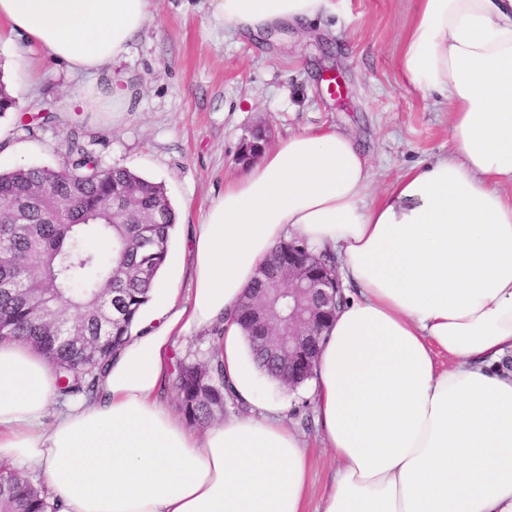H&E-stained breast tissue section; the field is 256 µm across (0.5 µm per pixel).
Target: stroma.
Listing matches in <instances>:
<instances>
[{
	"label": "stroma",
	"mask_w": 512,
	"mask_h": 512,
	"mask_svg": "<svg viewBox=\"0 0 512 512\" xmlns=\"http://www.w3.org/2000/svg\"><path fill=\"white\" fill-rule=\"evenodd\" d=\"M333 13L259 34L223 27L208 0H156L153 17L116 65L132 90L129 107L89 97L66 109L88 76L45 61L32 78L21 67L25 42L0 38V80L17 92L0 117V170L62 167L63 141L82 135L107 166L125 167L164 185L176 212L169 252L242 170L240 147L255 130L275 145L305 129L350 135L372 167V193L411 167L448 153L449 116L433 97L405 86L397 58L413 0H335ZM39 124L37 137L18 119ZM311 385L292 391L285 417L308 447L315 512L336 463L316 425Z\"/></svg>",
	"instance_id": "1"
}]
</instances>
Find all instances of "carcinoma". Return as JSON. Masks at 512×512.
<instances>
[{
    "label": "carcinoma",
    "instance_id": "carcinoma-1",
    "mask_svg": "<svg viewBox=\"0 0 512 512\" xmlns=\"http://www.w3.org/2000/svg\"><path fill=\"white\" fill-rule=\"evenodd\" d=\"M66 164L59 169L20 168L0 173V199L18 202L41 193L26 212V225L0 214V281L20 291L0 290V341L24 340L35 345L54 370L63 396H90L96 374L127 336L155 279L164 267L176 215L163 185L120 167H106L84 140L72 132L66 141ZM125 198L129 209L119 221L107 202ZM288 259L283 241L260 267L240 304L241 325L256 367L270 377L282 370L270 363L246 321L258 289L281 277ZM112 298L117 313L107 319L101 305ZM58 303L63 316L79 327L83 346L61 337L33 310L36 299ZM224 327L211 329L209 356L178 361L168 380L192 423L209 424L235 395L224 380L219 359ZM47 495L17 470H0V512H52Z\"/></svg>",
    "mask_w": 512,
    "mask_h": 512
}]
</instances>
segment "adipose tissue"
<instances>
[{
    "instance_id": "adipose-tissue-1",
    "label": "adipose tissue",
    "mask_w": 512,
    "mask_h": 512,
    "mask_svg": "<svg viewBox=\"0 0 512 512\" xmlns=\"http://www.w3.org/2000/svg\"><path fill=\"white\" fill-rule=\"evenodd\" d=\"M154 0H0V23L128 102L115 76ZM233 30L299 23L333 0H210ZM445 103L448 155L378 199L367 157L305 130L224 184L189 242L187 295L156 280L92 397H64L45 356L0 341V466L44 482L57 512H307L311 461L258 392L233 314L289 237L340 259L353 285L314 369L336 470L316 512H512V0H415L398 57ZM224 326V376L245 415L205 431L165 400L173 351Z\"/></svg>"
}]
</instances>
